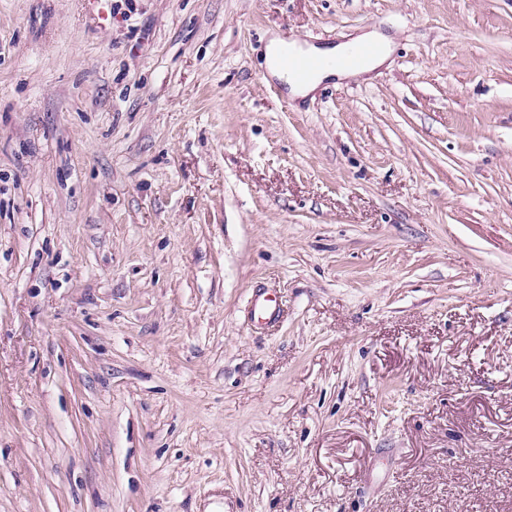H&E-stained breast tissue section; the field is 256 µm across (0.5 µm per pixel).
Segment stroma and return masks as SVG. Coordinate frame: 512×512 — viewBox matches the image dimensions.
Segmentation results:
<instances>
[{"mask_svg": "<svg viewBox=\"0 0 512 512\" xmlns=\"http://www.w3.org/2000/svg\"><path fill=\"white\" fill-rule=\"evenodd\" d=\"M102 7L0 0V512H512V0ZM283 42L284 41L278 36H274L268 40L265 53L266 64L268 70L289 87L292 97H305L316 90L325 81H331L334 78H336V80L356 79L373 71L387 60L390 45L388 38L376 32L365 33L331 47L311 45L304 48L297 42H293L294 48L299 52L295 50L292 45H288L287 41L282 48L281 59L288 64V71L293 72L298 81H303L297 82L294 80L291 73L287 74L279 65L280 48ZM327 67L337 68L331 69ZM253 315L258 321L271 323L280 316V304L276 298L269 296L267 292L256 294L252 300Z\"/></svg>", "mask_w": 512, "mask_h": 512, "instance_id": "stroma-1", "label": "stroma"}]
</instances>
